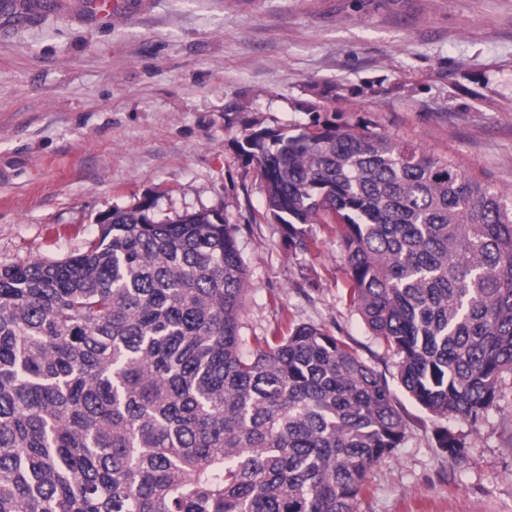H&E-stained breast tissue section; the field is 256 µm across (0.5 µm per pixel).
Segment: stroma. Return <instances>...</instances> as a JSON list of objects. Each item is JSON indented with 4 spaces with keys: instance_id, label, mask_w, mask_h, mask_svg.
I'll list each match as a JSON object with an SVG mask.
<instances>
[{
    "instance_id": "1",
    "label": "stroma",
    "mask_w": 512,
    "mask_h": 512,
    "mask_svg": "<svg viewBox=\"0 0 512 512\" xmlns=\"http://www.w3.org/2000/svg\"><path fill=\"white\" fill-rule=\"evenodd\" d=\"M0 10V263L62 260L96 219L218 210L240 225L246 340L311 323L385 375L406 423L356 512H512V376L449 459L349 301L332 224L289 245L235 142L258 123L366 127L512 192V0H13Z\"/></svg>"
}]
</instances>
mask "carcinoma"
<instances>
[{
  "mask_svg": "<svg viewBox=\"0 0 512 512\" xmlns=\"http://www.w3.org/2000/svg\"><path fill=\"white\" fill-rule=\"evenodd\" d=\"M236 150L288 243L339 225L350 301L404 391L480 422L512 375V195L329 121ZM149 210L101 216L65 260L0 264V512H354L405 437L387 380L313 324L249 347L240 225Z\"/></svg>",
  "mask_w": 512,
  "mask_h": 512,
  "instance_id": "carcinoma-1",
  "label": "carcinoma"
}]
</instances>
